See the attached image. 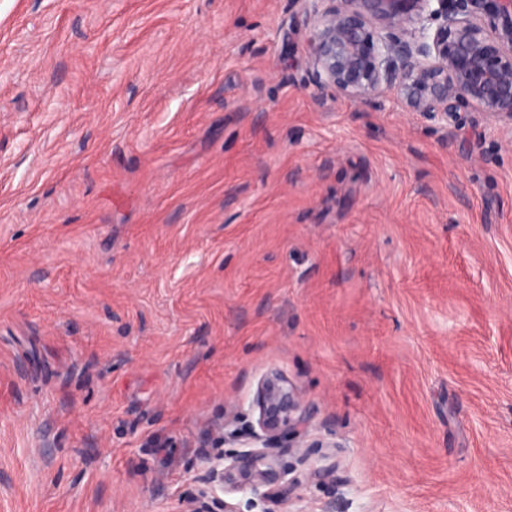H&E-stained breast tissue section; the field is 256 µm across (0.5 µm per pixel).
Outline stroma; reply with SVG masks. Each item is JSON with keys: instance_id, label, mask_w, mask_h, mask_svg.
<instances>
[{"instance_id": "35a3bbf8", "label": "stroma", "mask_w": 512, "mask_h": 512, "mask_svg": "<svg viewBox=\"0 0 512 512\" xmlns=\"http://www.w3.org/2000/svg\"><path fill=\"white\" fill-rule=\"evenodd\" d=\"M310 33L0 0V512H285L211 480L272 368L312 512H512V126L317 87Z\"/></svg>"}]
</instances>
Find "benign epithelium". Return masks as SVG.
I'll return each mask as SVG.
<instances>
[{
    "mask_svg": "<svg viewBox=\"0 0 512 512\" xmlns=\"http://www.w3.org/2000/svg\"><path fill=\"white\" fill-rule=\"evenodd\" d=\"M300 2L318 84L361 101L392 93L445 127L464 105L512 124V0ZM252 405L258 447L215 477L243 494L270 487L292 512H309L294 483H276L274 461L284 437L290 448L312 446L313 408L277 369L261 377Z\"/></svg>",
    "mask_w": 512,
    "mask_h": 512,
    "instance_id": "benign-epithelium-1",
    "label": "benign epithelium"
}]
</instances>
